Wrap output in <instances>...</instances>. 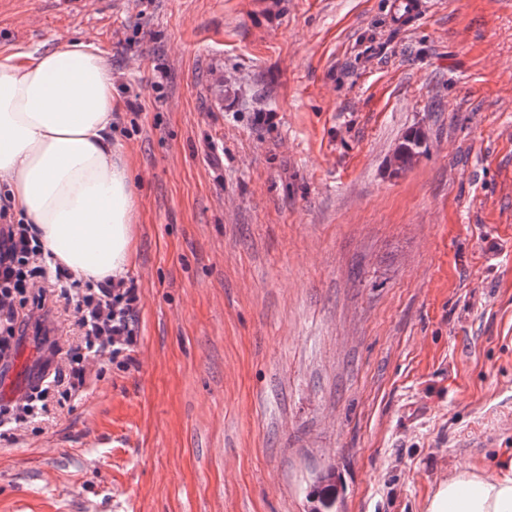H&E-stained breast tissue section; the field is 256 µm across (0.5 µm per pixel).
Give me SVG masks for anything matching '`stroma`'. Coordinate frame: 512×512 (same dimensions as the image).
I'll list each match as a JSON object with an SVG mask.
<instances>
[{
  "label": "stroma",
  "mask_w": 512,
  "mask_h": 512,
  "mask_svg": "<svg viewBox=\"0 0 512 512\" xmlns=\"http://www.w3.org/2000/svg\"><path fill=\"white\" fill-rule=\"evenodd\" d=\"M266 2L0 0V54L112 66L140 293L135 365L0 441V512H314L327 471L426 512L512 461V0ZM422 0H392L390 18L397 24H408L423 10Z\"/></svg>",
  "instance_id": "obj_1"
}]
</instances>
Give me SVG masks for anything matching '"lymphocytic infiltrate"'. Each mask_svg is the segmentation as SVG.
Segmentation results:
<instances>
[{
	"label": "lymphocytic infiltrate",
	"mask_w": 512,
	"mask_h": 512,
	"mask_svg": "<svg viewBox=\"0 0 512 512\" xmlns=\"http://www.w3.org/2000/svg\"><path fill=\"white\" fill-rule=\"evenodd\" d=\"M59 301L72 304L81 341L46 337L48 357L38 380L19 396L21 413H13L11 405H0L1 441H14L20 424L36 421L49 393L83 386L90 358L105 354L122 367L132 365L140 296L134 281L123 276L81 287L45 251L32 225L14 219L9 197L0 196L1 365L8 364L28 328L44 330Z\"/></svg>",
	"instance_id": "f902f5d3"
}]
</instances>
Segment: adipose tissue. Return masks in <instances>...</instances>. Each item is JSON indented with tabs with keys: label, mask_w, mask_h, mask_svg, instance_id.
I'll return each mask as SVG.
<instances>
[{
	"label": "adipose tissue",
	"mask_w": 512,
	"mask_h": 512,
	"mask_svg": "<svg viewBox=\"0 0 512 512\" xmlns=\"http://www.w3.org/2000/svg\"><path fill=\"white\" fill-rule=\"evenodd\" d=\"M112 69L92 45L0 55V185L55 261L120 276L133 255L135 197L112 149ZM427 512H512V463L451 474Z\"/></svg>",
	"instance_id": "1"
}]
</instances>
